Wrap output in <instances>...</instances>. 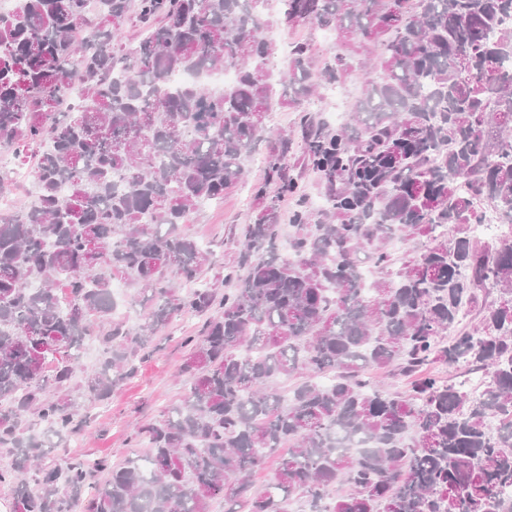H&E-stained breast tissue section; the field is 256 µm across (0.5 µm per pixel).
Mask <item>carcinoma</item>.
<instances>
[{"label": "carcinoma", "mask_w": 512, "mask_h": 512, "mask_svg": "<svg viewBox=\"0 0 512 512\" xmlns=\"http://www.w3.org/2000/svg\"><path fill=\"white\" fill-rule=\"evenodd\" d=\"M268 2L139 0L134 45L119 40L130 0L93 17L85 0H25L0 16V149L34 161L36 187L0 212V485L14 512H73L93 470L109 476L90 512H284L291 498L307 512H512V236L474 233L486 210L512 225V0H280L281 24L338 32L358 63L317 66L297 43L276 80ZM377 49L348 122L304 110L297 131L271 134L275 103L301 106ZM226 68L236 79L220 89L198 79ZM176 73L197 80L174 86ZM263 141L274 194L260 187L219 298L200 283L215 255L187 224ZM297 149L322 209L305 202ZM283 196L299 199L290 258ZM118 276L138 323L114 318ZM215 307L183 399L139 431V455L40 465L80 429V400H106L173 316ZM93 337L104 360L88 372ZM437 364L481 375L482 395ZM292 377L285 397L276 384Z\"/></svg>", "instance_id": "carcinoma-1"}]
</instances>
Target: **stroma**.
Masks as SVG:
<instances>
[{
	"mask_svg": "<svg viewBox=\"0 0 512 512\" xmlns=\"http://www.w3.org/2000/svg\"><path fill=\"white\" fill-rule=\"evenodd\" d=\"M363 90V83L354 77L336 88L321 89L311 107L329 120L336 112L351 110ZM264 180L261 161L251 162L243 183L193 216V236L207 245L216 259L206 270L204 281L221 284L225 265L235 257L238 235L245 225L254 223L261 209L254 189ZM204 323L201 316L178 317L157 333L136 360L132 375L113 389L107 400L85 403L79 431L66 443L50 449L45 464L104 460L118 467L140 451L138 428L160 419L170 405L182 399L185 387L179 373L189 352L187 341L199 336Z\"/></svg>",
	"mask_w": 512,
	"mask_h": 512,
	"instance_id": "35a3bbf8",
	"label": "stroma"
}]
</instances>
